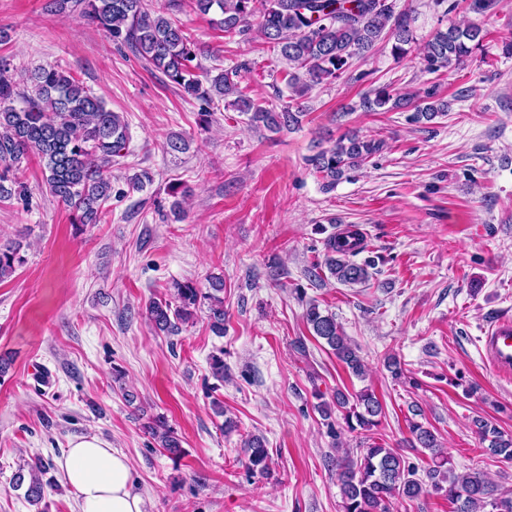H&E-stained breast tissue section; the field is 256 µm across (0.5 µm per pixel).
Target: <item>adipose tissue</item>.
I'll return each instance as SVG.
<instances>
[{"label": "adipose tissue", "instance_id": "adipose-tissue-1", "mask_svg": "<svg viewBox=\"0 0 512 512\" xmlns=\"http://www.w3.org/2000/svg\"><path fill=\"white\" fill-rule=\"evenodd\" d=\"M57 465L76 490L81 512H141L126 456L101 438L75 439Z\"/></svg>", "mask_w": 512, "mask_h": 512}]
</instances>
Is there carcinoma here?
I'll list each match as a JSON object with an SVG mask.
<instances>
[{
	"label": "carcinoma",
	"instance_id": "obj_1",
	"mask_svg": "<svg viewBox=\"0 0 512 512\" xmlns=\"http://www.w3.org/2000/svg\"><path fill=\"white\" fill-rule=\"evenodd\" d=\"M202 15L215 13L224 31L245 35L257 27L264 42L279 50L288 65L287 84L297 96H304L313 86L335 78L346 70L350 60L364 55L380 42L392 43V52L403 54L405 46L414 42L412 17L396 11L397 0H194ZM54 10L67 8L82 11L87 19L107 31L112 39L124 43L155 69L161 71L183 91L207 106L233 95L228 105L248 116L252 125L278 132L299 125L305 115L300 109L280 110L267 107L244 96L234 81L236 70H225L215 76L196 74L199 48L185 32L174 25L164 11L147 7L145 0H52ZM484 38L482 25L472 22L452 25L437 31L425 42L422 52L424 69L436 73L462 64L479 48ZM31 90L19 88L0 64V198L18 195L27 197V187L9 173L33 155L42 168L43 185L55 198L66 203L79 224H95L102 205L112 190L111 168L125 157L128 144V123L124 115L106 108L101 98L90 93L73 75L57 65L42 66L28 76ZM431 87L423 96H396L389 87L365 97L362 106L376 112L386 106L412 108L410 119L416 123L431 121L448 111V103L435 100ZM23 106H13L15 99ZM383 142L365 139L348 131L334 145L321 149L308 158V165L332 189L379 153ZM11 186H6V182ZM362 234L347 227L325 241V265L334 278L343 284L369 280V262L357 263L353 257L364 252ZM22 263L19 247L0 248V279L11 275ZM170 299H153L146 305L153 328L167 336L177 335L189 323L200 298L210 301L211 329L224 335V280L211 278L209 293H202L192 282H175ZM306 322L313 334L334 351L336 358L358 378L364 377L365 365L358 350L352 346L336 318L323 313L319 305L306 304ZM321 416L329 422L338 413L345 426L355 431H370L380 423L382 405L374 392L362 389L349 398L336 392L334 404L318 406ZM473 431L489 441L491 451L505 461H512V438L501 432L485 417L472 421ZM171 457L182 455L181 440L160 420L145 426ZM415 448L431 453L432 465L425 478L417 476L415 466L392 448L365 438L355 458L344 457L338 464V481L343 512H393L394 500H415L430 493L444 494L452 512H512V496H493L494 488L479 470L460 475L451 458L440 450L433 431L416 421H409ZM246 467L251 474H270L271 457L263 437L251 434L243 441ZM49 464L42 459L30 466L27 500L44 498V484L37 473Z\"/></svg>",
	"mask_w": 512,
	"mask_h": 512
}]
</instances>
